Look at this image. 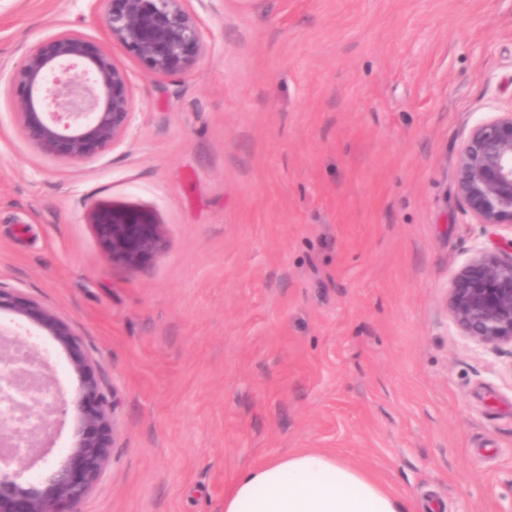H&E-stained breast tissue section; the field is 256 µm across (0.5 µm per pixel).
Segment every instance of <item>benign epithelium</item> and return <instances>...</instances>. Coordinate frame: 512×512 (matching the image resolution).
Segmentation results:
<instances>
[{"mask_svg": "<svg viewBox=\"0 0 512 512\" xmlns=\"http://www.w3.org/2000/svg\"><path fill=\"white\" fill-rule=\"evenodd\" d=\"M107 42L96 45L76 30L61 31L30 48L15 74L26 94L13 102L23 131L44 155L87 160L122 140L133 119V96L125 68L112 56L116 44L157 78L192 68L204 51L200 23L189 0H100ZM458 191L464 213L478 224L512 228V108L474 125L461 149ZM90 224L112 263L136 268L167 245L166 230L150 208L96 203ZM444 308L452 325L470 341L497 351L512 347V238L494 249H477L452 277ZM29 320L67 352L79 377L70 395L50 385L48 362L37 345L17 351L0 341V386L18 401L0 414V443L27 441L30 454L7 456L0 467V512H80L100 478L116 437L106 397L91 376L92 360L81 336L36 301L0 289V310ZM45 407L47 426L72 417L75 443L67 460L41 480L23 475L44 455L45 431L19 425L30 408Z\"/></svg>", "mask_w": 512, "mask_h": 512, "instance_id": "1", "label": "benign epithelium"}]
</instances>
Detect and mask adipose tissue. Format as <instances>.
<instances>
[{
    "label": "adipose tissue",
    "mask_w": 512,
    "mask_h": 512,
    "mask_svg": "<svg viewBox=\"0 0 512 512\" xmlns=\"http://www.w3.org/2000/svg\"><path fill=\"white\" fill-rule=\"evenodd\" d=\"M393 494L367 470L319 451H295L242 472L224 512H436Z\"/></svg>",
    "instance_id": "obj_1"
}]
</instances>
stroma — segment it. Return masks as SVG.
I'll return each instance as SVG.
<instances>
[{
  "label": "stroma",
  "instance_id": "stroma-1",
  "mask_svg": "<svg viewBox=\"0 0 512 512\" xmlns=\"http://www.w3.org/2000/svg\"><path fill=\"white\" fill-rule=\"evenodd\" d=\"M205 52L150 75L113 46L127 136L42 155L12 108L28 49L105 40L101 0H0V288L83 339L116 438L81 512H224L296 450L444 512H512V351L467 340L451 275L512 229L466 223L470 129L512 107V0H191ZM96 202L168 247L112 264Z\"/></svg>",
  "mask_w": 512,
  "mask_h": 512
}]
</instances>
